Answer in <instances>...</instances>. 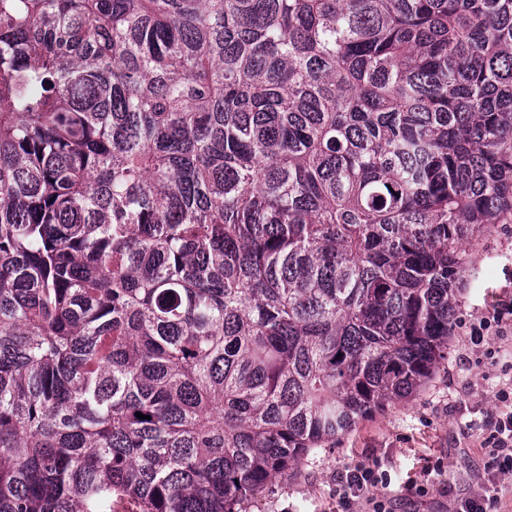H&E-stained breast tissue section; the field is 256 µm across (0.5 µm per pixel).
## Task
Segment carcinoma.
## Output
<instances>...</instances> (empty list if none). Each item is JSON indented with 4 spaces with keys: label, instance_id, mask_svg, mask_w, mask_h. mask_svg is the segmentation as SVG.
<instances>
[{
    "label": "carcinoma",
    "instance_id": "carcinoma-1",
    "mask_svg": "<svg viewBox=\"0 0 512 512\" xmlns=\"http://www.w3.org/2000/svg\"><path fill=\"white\" fill-rule=\"evenodd\" d=\"M508 213L512 0H0V512H245Z\"/></svg>",
    "mask_w": 512,
    "mask_h": 512
}]
</instances>
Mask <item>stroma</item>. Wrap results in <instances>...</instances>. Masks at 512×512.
Masks as SVG:
<instances>
[{"label": "stroma", "mask_w": 512, "mask_h": 512, "mask_svg": "<svg viewBox=\"0 0 512 512\" xmlns=\"http://www.w3.org/2000/svg\"><path fill=\"white\" fill-rule=\"evenodd\" d=\"M448 359L425 388L363 419L334 446L313 450L288 478L277 479L247 504V512H336V481L355 462L374 459L386 482L379 497L388 512H456L485 486L484 424L499 391L512 388V215L466 245ZM489 321L482 343L470 328ZM426 494L412 491V484Z\"/></svg>", "instance_id": "35a3bbf8"}]
</instances>
